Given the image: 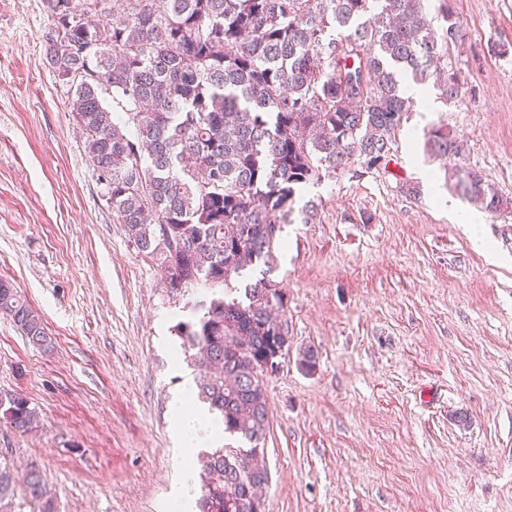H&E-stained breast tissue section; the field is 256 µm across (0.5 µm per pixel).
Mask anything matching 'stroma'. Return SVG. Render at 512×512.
<instances>
[{
    "label": "stroma",
    "instance_id": "1",
    "mask_svg": "<svg viewBox=\"0 0 512 512\" xmlns=\"http://www.w3.org/2000/svg\"><path fill=\"white\" fill-rule=\"evenodd\" d=\"M453 8L464 38L440 66L462 102L428 78L387 168L302 191L314 223L284 225L271 271L234 281L269 274L288 320V354L265 380L266 512H512V0ZM46 28L41 0H0V277L55 342L37 350L0 316V390L41 419L28 434L0 426V463L40 465L58 512H167L181 472L171 403L198 375L167 345L213 290L172 293L102 200L43 63ZM439 126L461 156L427 151ZM462 164L509 209L450 190Z\"/></svg>",
    "mask_w": 512,
    "mask_h": 512
}]
</instances>
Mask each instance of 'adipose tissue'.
<instances>
[{"label":"adipose tissue","mask_w":512,"mask_h":512,"mask_svg":"<svg viewBox=\"0 0 512 512\" xmlns=\"http://www.w3.org/2000/svg\"><path fill=\"white\" fill-rule=\"evenodd\" d=\"M192 379H185L179 394L174 398L172 430L181 453L214 444L224 438V422L214 414L187 408L186 400L194 396Z\"/></svg>","instance_id":"1"}]
</instances>
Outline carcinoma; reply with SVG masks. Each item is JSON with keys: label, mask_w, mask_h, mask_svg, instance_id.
<instances>
[{"label": "carcinoma", "mask_w": 512, "mask_h": 512, "mask_svg": "<svg viewBox=\"0 0 512 512\" xmlns=\"http://www.w3.org/2000/svg\"><path fill=\"white\" fill-rule=\"evenodd\" d=\"M422 2L43 0L45 66L71 95L107 207L172 291L224 286L176 331L201 371L198 397L251 450L209 457L198 512H245V501L266 496L268 471L255 462L270 429L261 361L288 355L279 283L265 275L237 298L230 282L256 262L272 264L298 192L391 161L413 104L405 81L425 80L440 42L463 37L448 0L440 37ZM437 85L458 101L456 72ZM427 141L440 157L461 152L441 127ZM455 188L492 214L508 206L475 171H456ZM0 314L32 346L53 348L39 315L4 279ZM39 422L24 395L0 390V423L27 433ZM18 483L39 512H56L35 464L20 476L0 466V512H16Z\"/></svg>", "instance_id": "cac0c4a2"}]
</instances>
